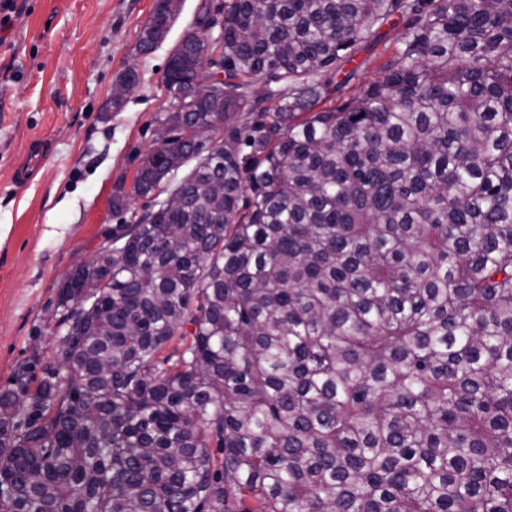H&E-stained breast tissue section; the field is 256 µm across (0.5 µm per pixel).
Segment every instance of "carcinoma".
Segmentation results:
<instances>
[{
    "label": "carcinoma",
    "instance_id": "obj_1",
    "mask_svg": "<svg viewBox=\"0 0 512 512\" xmlns=\"http://www.w3.org/2000/svg\"><path fill=\"white\" fill-rule=\"evenodd\" d=\"M211 23L112 212L187 203L61 283L60 362L0 391V512H512V0H224L217 60ZM400 27L399 22L388 23L379 30L377 35L366 39L356 48L350 62L335 77V81L342 82L349 71L356 70V80L347 84L340 91L344 97L351 94L358 83L361 86H366L379 78L380 65L394 46V39Z\"/></svg>",
    "mask_w": 512,
    "mask_h": 512
}]
</instances>
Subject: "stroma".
<instances>
[{
    "instance_id": "35a3bbf8",
    "label": "stroma",
    "mask_w": 512,
    "mask_h": 512,
    "mask_svg": "<svg viewBox=\"0 0 512 512\" xmlns=\"http://www.w3.org/2000/svg\"><path fill=\"white\" fill-rule=\"evenodd\" d=\"M155 0H25L0 27V388L20 365L33 375L56 364L57 290L73 262L93 256L106 229L132 220L110 205L132 182L153 145L154 121L171 107L164 73L201 0H184L165 41L140 53L138 35ZM399 24L384 25L352 54L349 69L368 85L394 45ZM136 68L140 85L118 112L105 111L112 83ZM40 137L48 159L17 183L26 146Z\"/></svg>"
}]
</instances>
